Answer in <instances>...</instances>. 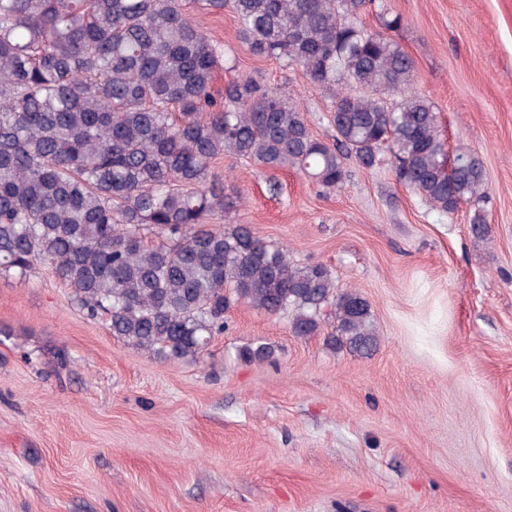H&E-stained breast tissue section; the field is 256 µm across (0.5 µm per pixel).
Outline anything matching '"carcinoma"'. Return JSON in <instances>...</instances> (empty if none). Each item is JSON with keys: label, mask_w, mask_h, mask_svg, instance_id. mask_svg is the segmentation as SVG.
<instances>
[{"label": "carcinoma", "mask_w": 512, "mask_h": 512, "mask_svg": "<svg viewBox=\"0 0 512 512\" xmlns=\"http://www.w3.org/2000/svg\"><path fill=\"white\" fill-rule=\"evenodd\" d=\"M193 3L229 9L252 56L297 66L329 93L334 142L251 76L214 91L224 49L186 0H0V275L50 266L113 336L164 360L198 359L238 301L289 314L295 336L318 334L330 314V346L371 354L358 291H336L329 268L294 262L248 224H208L235 204L214 163L291 167L331 190L344 161L374 169L389 155L431 209L474 206L484 238L482 164L448 150L413 60L363 25L376 0Z\"/></svg>", "instance_id": "carcinoma-1"}]
</instances>
